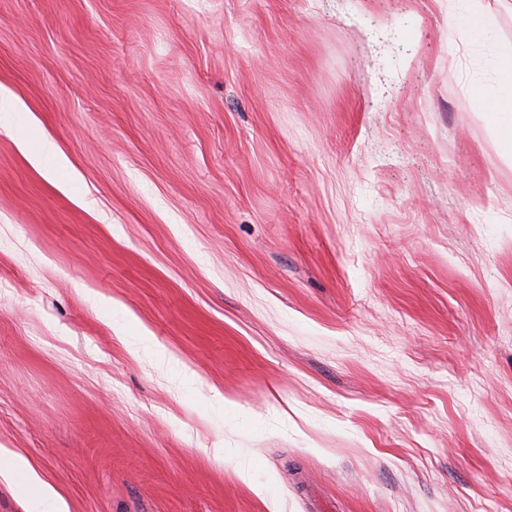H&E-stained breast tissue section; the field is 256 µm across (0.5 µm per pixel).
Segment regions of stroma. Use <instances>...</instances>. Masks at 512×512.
Returning <instances> with one entry per match:
<instances>
[{
  "instance_id": "obj_1",
  "label": "stroma",
  "mask_w": 512,
  "mask_h": 512,
  "mask_svg": "<svg viewBox=\"0 0 512 512\" xmlns=\"http://www.w3.org/2000/svg\"><path fill=\"white\" fill-rule=\"evenodd\" d=\"M510 50L512 0H0V449L68 512H512ZM475 94L498 129L501 140L511 148L512 52L500 56L494 64V90L492 95L485 97L481 88H477ZM22 140L35 161H41L44 157L56 152L51 139L45 134L35 131L33 127L23 129Z\"/></svg>"
}]
</instances>
